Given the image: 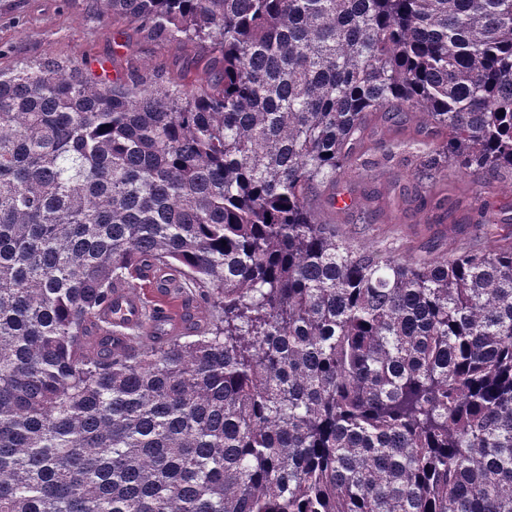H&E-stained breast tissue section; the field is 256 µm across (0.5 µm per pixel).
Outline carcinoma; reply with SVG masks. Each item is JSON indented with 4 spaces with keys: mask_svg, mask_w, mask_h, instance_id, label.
Wrapping results in <instances>:
<instances>
[{
    "mask_svg": "<svg viewBox=\"0 0 512 512\" xmlns=\"http://www.w3.org/2000/svg\"><path fill=\"white\" fill-rule=\"evenodd\" d=\"M220 78L0 70V512H512V247L313 207L372 114L512 177V0H99ZM163 269L209 316L96 345Z\"/></svg>",
    "mask_w": 512,
    "mask_h": 512,
    "instance_id": "1",
    "label": "carcinoma"
}]
</instances>
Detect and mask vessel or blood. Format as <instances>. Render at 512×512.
I'll list each match as a JSON object with an SVG mask.
<instances>
[{"label": "vessel or blood", "mask_w": 512, "mask_h": 512, "mask_svg": "<svg viewBox=\"0 0 512 512\" xmlns=\"http://www.w3.org/2000/svg\"><path fill=\"white\" fill-rule=\"evenodd\" d=\"M154 309L151 323H144L145 309ZM102 321L116 327L112 341L115 346L126 342L125 330L145 329L151 333L171 335L187 326V308L175 292L167 274L151 270L133 288H118L112 293L110 303L100 314Z\"/></svg>", "instance_id": "b4317fda"}]
</instances>
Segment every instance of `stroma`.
I'll return each instance as SVG.
<instances>
[{
    "label": "stroma",
    "instance_id": "stroma-1",
    "mask_svg": "<svg viewBox=\"0 0 512 512\" xmlns=\"http://www.w3.org/2000/svg\"><path fill=\"white\" fill-rule=\"evenodd\" d=\"M49 56L82 62L92 76L149 68L196 86L214 79L201 52L161 45L105 17L97 0H0V69ZM429 137L409 114L377 113L360 152L315 203L337 231L378 250L418 260L477 246H512V209L501 177L449 168L436 183L418 179ZM444 207H436V200Z\"/></svg>",
    "mask_w": 512,
    "mask_h": 512
}]
</instances>
